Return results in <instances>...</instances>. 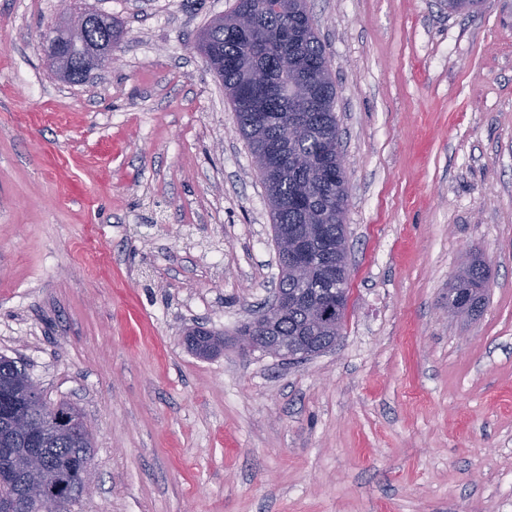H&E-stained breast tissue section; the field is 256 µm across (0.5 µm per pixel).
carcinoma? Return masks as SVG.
<instances>
[{
  "label": "carcinoma",
  "mask_w": 512,
  "mask_h": 512,
  "mask_svg": "<svg viewBox=\"0 0 512 512\" xmlns=\"http://www.w3.org/2000/svg\"><path fill=\"white\" fill-rule=\"evenodd\" d=\"M243 12L255 17L250 36L234 30L233 22ZM120 29L112 17L99 15L87 33V48L72 52L76 69H81L89 48ZM198 49L224 84L238 130L254 158L269 203L274 243L280 244L286 232L303 241L315 261L312 277L305 284L291 272L281 273L279 290L288 299V310L260 332L281 338L303 336L310 354H318L327 349L330 337L341 334L342 326L316 322L312 307H347L345 295L336 291V265L344 259V252H336V239L345 234L341 224L348 192L335 86L307 0H236L230 13L212 20L202 31ZM248 67L265 76L262 108L256 107L244 90ZM283 123L297 126L299 135L289 141L282 138ZM487 281L485 263L472 258L448 288V310L467 315L480 310ZM187 338L188 348L202 358L223 349V341L207 330H193ZM0 388L25 397L37 385L21 360L0 355ZM22 447L24 441L0 419V448ZM51 447L59 461L74 454H90L91 433L61 435Z\"/></svg>",
  "instance_id": "1"
}]
</instances>
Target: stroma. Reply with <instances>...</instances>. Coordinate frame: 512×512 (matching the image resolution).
<instances>
[{"label": "stroma", "mask_w": 512, "mask_h": 512, "mask_svg": "<svg viewBox=\"0 0 512 512\" xmlns=\"http://www.w3.org/2000/svg\"><path fill=\"white\" fill-rule=\"evenodd\" d=\"M236 0H0V355L81 410L71 512H512V0H308L336 89L350 298L296 362L237 329L278 285L266 194L195 48ZM126 34L85 82L64 10ZM476 315L448 312L472 255ZM224 337L193 355L186 329ZM69 23V16L65 19V21L59 26L54 27L52 32H49L43 42H42V50L47 58V61L54 65L55 67H58L61 62L67 56L63 55L61 52V44L62 43H68L65 38H60L61 30Z\"/></svg>", "instance_id": "1"}]
</instances>
